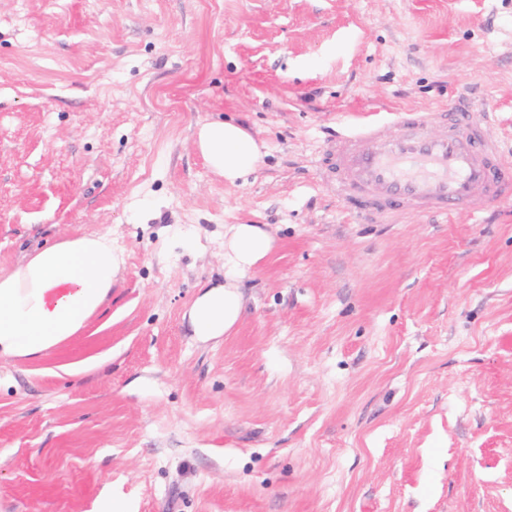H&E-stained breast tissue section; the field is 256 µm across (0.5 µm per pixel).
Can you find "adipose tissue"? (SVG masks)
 I'll return each mask as SVG.
<instances>
[{"label": "adipose tissue", "mask_w": 512, "mask_h": 512, "mask_svg": "<svg viewBox=\"0 0 512 512\" xmlns=\"http://www.w3.org/2000/svg\"><path fill=\"white\" fill-rule=\"evenodd\" d=\"M195 145L230 185L254 172L263 158L252 134L232 121L200 125ZM273 248L265 225H225L224 280L191 305L194 336L207 341L235 327L243 307L240 283ZM123 264L109 238L92 234L64 238L0 273V361L45 355L81 333L108 302Z\"/></svg>", "instance_id": "adipose-tissue-1"}]
</instances>
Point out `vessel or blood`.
Instances as JSON below:
<instances>
[{"label":"vessel or blood","mask_w":512,"mask_h":512,"mask_svg":"<svg viewBox=\"0 0 512 512\" xmlns=\"http://www.w3.org/2000/svg\"><path fill=\"white\" fill-rule=\"evenodd\" d=\"M493 117L460 98L436 112L396 114L389 133L368 119L327 144L324 173L338 200L369 219L413 207L446 216L487 199L512 201V150L488 136Z\"/></svg>","instance_id":"obj_1"}]
</instances>
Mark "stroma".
<instances>
[{"mask_svg": "<svg viewBox=\"0 0 512 512\" xmlns=\"http://www.w3.org/2000/svg\"><path fill=\"white\" fill-rule=\"evenodd\" d=\"M461 94L512 141V0H0V272L124 255L83 332L0 362V512H512V203L365 224L318 168ZM224 117L265 153L236 185L194 145ZM228 224L276 247L203 342Z\"/></svg>", "mask_w": 512, "mask_h": 512, "instance_id": "35a3bbf8", "label": "stroma"}]
</instances>
